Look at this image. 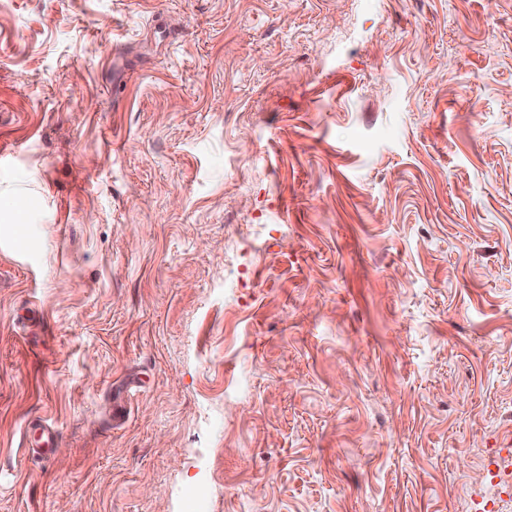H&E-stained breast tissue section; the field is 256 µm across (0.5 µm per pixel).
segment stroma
Here are the masks:
<instances>
[{"mask_svg": "<svg viewBox=\"0 0 512 512\" xmlns=\"http://www.w3.org/2000/svg\"><path fill=\"white\" fill-rule=\"evenodd\" d=\"M490 502L512 0H0V512Z\"/></svg>", "mask_w": 512, "mask_h": 512, "instance_id": "stroma-1", "label": "stroma"}]
</instances>
